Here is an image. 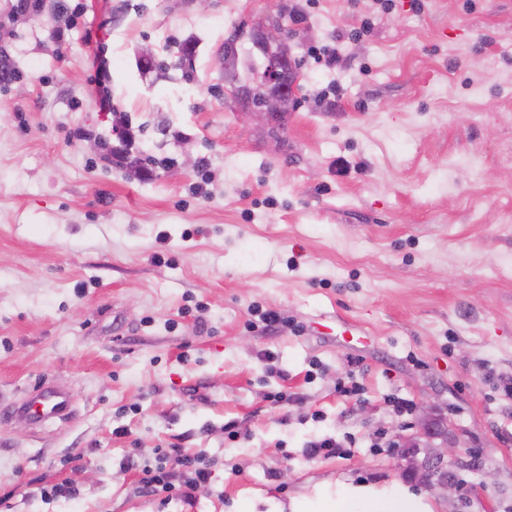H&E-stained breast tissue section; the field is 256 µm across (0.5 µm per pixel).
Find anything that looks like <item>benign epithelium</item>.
I'll return each instance as SVG.
<instances>
[{"label": "benign epithelium", "instance_id": "7a95c632", "mask_svg": "<svg viewBox=\"0 0 512 512\" xmlns=\"http://www.w3.org/2000/svg\"><path fill=\"white\" fill-rule=\"evenodd\" d=\"M239 37L249 38L262 53L266 54L267 65L259 72L260 99L258 104L241 110L244 116L289 112L293 107V95L282 85L283 76L289 74L298 79L299 67L294 46L285 32L273 25L240 30ZM458 446L451 444L443 449L426 448L422 459L413 462L415 471L421 473L430 487L447 491L452 488L446 470L448 458L456 456Z\"/></svg>", "mask_w": 512, "mask_h": 512}]
</instances>
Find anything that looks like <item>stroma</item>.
<instances>
[{
    "label": "stroma",
    "mask_w": 512,
    "mask_h": 512,
    "mask_svg": "<svg viewBox=\"0 0 512 512\" xmlns=\"http://www.w3.org/2000/svg\"><path fill=\"white\" fill-rule=\"evenodd\" d=\"M63 1L0 0V406L43 381L76 406L0 420L9 512H320L343 491L512 512V0H86L62 47ZM287 4L297 107L242 125L224 41ZM253 308L288 327L250 329ZM328 436L351 455L304 456ZM411 439L457 441L453 499ZM132 448L205 452L211 481L161 505ZM65 481L78 498L42 500Z\"/></svg>",
    "instance_id": "1"
}]
</instances>
